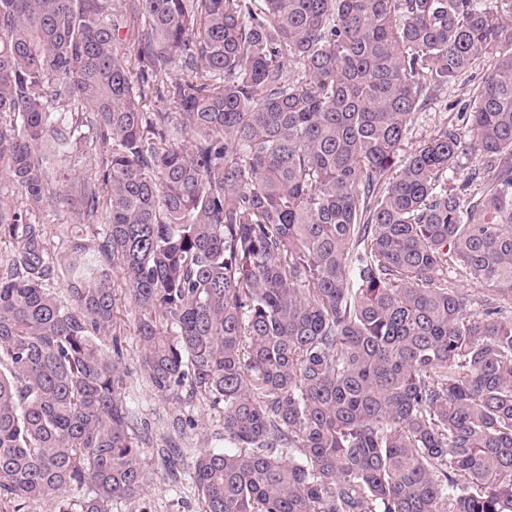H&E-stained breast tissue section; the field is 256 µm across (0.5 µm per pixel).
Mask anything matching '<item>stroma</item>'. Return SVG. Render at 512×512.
Returning a JSON list of instances; mask_svg holds the SVG:
<instances>
[{
  "label": "stroma",
  "instance_id": "stroma-1",
  "mask_svg": "<svg viewBox=\"0 0 512 512\" xmlns=\"http://www.w3.org/2000/svg\"><path fill=\"white\" fill-rule=\"evenodd\" d=\"M473 88L472 81L462 78L442 90L413 123L405 143L406 149L420 146L433 135L443 119L463 111ZM114 315L123 332L128 400L137 417L136 431L143 438V459L150 479L142 499L114 501L112 512H200L192 462L201 450L223 447L222 414L200 397L185 398L179 402L158 397L148 387L140 369L141 346L129 300L119 299ZM183 414L193 418L194 427H174V419ZM170 442L178 451L179 477L175 480L171 479L157 455L158 449Z\"/></svg>",
  "mask_w": 512,
  "mask_h": 512
}]
</instances>
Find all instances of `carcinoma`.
Masks as SVG:
<instances>
[{
  "mask_svg": "<svg viewBox=\"0 0 512 512\" xmlns=\"http://www.w3.org/2000/svg\"><path fill=\"white\" fill-rule=\"evenodd\" d=\"M3 236L0 512L143 495L116 271L201 512H512V0H0ZM495 54H489L483 57L475 66L476 80L469 81L470 78L463 77L455 84L448 86L440 92L427 107L420 109L418 112L419 119L411 126L408 139L405 143V151H411L423 144L430 136L434 134L443 119L450 115L457 116V112H463L465 105L469 103V99L474 88V83L481 81V77H485L491 72L495 63ZM44 224L49 225L51 239L54 245L61 244L75 236H92L91 230H86L82 224H71L68 211L63 207L46 208L39 215ZM59 247V245H58Z\"/></svg>",
  "mask_w": 512,
  "mask_h": 512,
  "instance_id": "1",
  "label": "carcinoma"
}]
</instances>
